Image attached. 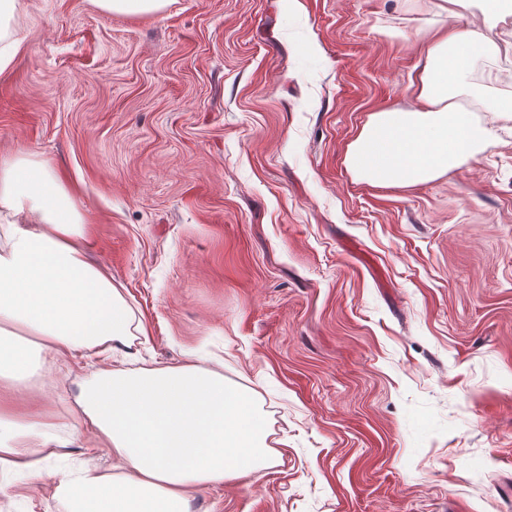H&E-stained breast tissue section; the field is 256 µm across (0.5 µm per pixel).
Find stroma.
I'll return each instance as SVG.
<instances>
[{
    "mask_svg": "<svg viewBox=\"0 0 512 512\" xmlns=\"http://www.w3.org/2000/svg\"><path fill=\"white\" fill-rule=\"evenodd\" d=\"M433 0H20L0 155L71 190L148 336L251 393L278 463L193 512H512V122L404 190L355 180L368 116L410 109ZM464 98L512 97V53ZM101 361L33 378L74 421ZM103 13L153 14L161 11L168 0H91Z\"/></svg>",
    "mask_w": 512,
    "mask_h": 512,
    "instance_id": "obj_1",
    "label": "stroma"
}]
</instances>
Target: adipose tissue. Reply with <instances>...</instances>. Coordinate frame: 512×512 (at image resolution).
<instances>
[{
  "label": "adipose tissue",
  "mask_w": 512,
  "mask_h": 512,
  "mask_svg": "<svg viewBox=\"0 0 512 512\" xmlns=\"http://www.w3.org/2000/svg\"><path fill=\"white\" fill-rule=\"evenodd\" d=\"M465 0H440L448 32L424 34L410 79L411 109L374 112L349 144L355 179L406 189L474 158L496 133L457 102L472 64H492L512 44L491 31L512 0H485L481 23H462ZM84 218L37 153L0 158V494L45 483L63 512H191L192 490L258 474L277 457L251 394L189 362L136 366L147 335L105 268L84 245ZM92 351L102 365L76 398L87 453L66 471L49 461L69 447L58 417L26 383L45 364L67 377ZM122 352L126 367L112 364Z\"/></svg>",
  "instance_id": "ef3b65f1"
}]
</instances>
